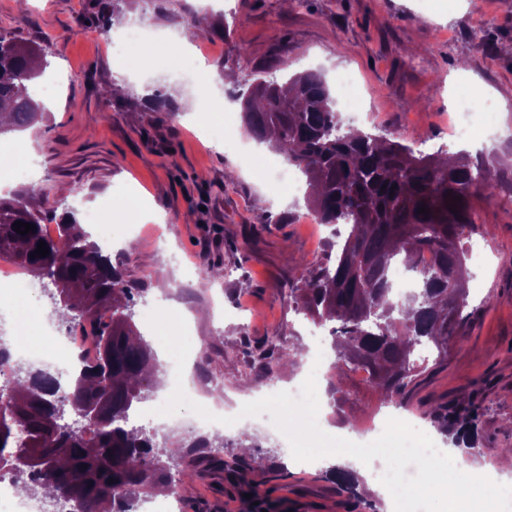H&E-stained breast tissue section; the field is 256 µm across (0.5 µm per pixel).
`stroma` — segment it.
<instances>
[{
	"mask_svg": "<svg viewBox=\"0 0 512 512\" xmlns=\"http://www.w3.org/2000/svg\"><path fill=\"white\" fill-rule=\"evenodd\" d=\"M99 0H0V29L49 47L47 75L62 76L42 120L23 131L0 135V146L27 143L36 156V177L11 174V193H25L38 211L62 214L75 208L79 219L103 205L119 210L99 225L101 241L115 226L139 228L135 246L113 251L129 283L138 285L134 321L153 350L162 344L148 317L151 305L194 314L188 331L193 362L185 369L201 406L223 402L235 416L268 376L271 390L284 391L312 364L293 360L259 363L256 346L331 351L332 323L307 335L291 290L301 261H321L332 224H311L305 194L276 188L258 178L245 151L218 148L224 129H240V108L224 115L209 111L212 93H225V76L242 85L255 69L296 74L322 69L332 97L338 79L355 80V111L341 110L344 124L433 153L470 150L469 140L451 136L465 78L482 97L496 99L492 126H504L484 150L494 156L501 187L476 204V226L464 241L468 253V303L462 311V340L450 343L440 364L429 366L407 392L402 407L384 401L355 373L342 374L344 400L333 403L329 381L317 388L325 399L329 427H356L394 409L419 423L437 447L448 438L435 421L434 406L470 409L479 416L480 456L475 470L489 467L512 480V0H233L235 16L201 7L198 0H121L111 31L98 19ZM147 17L151 28L180 36L187 21L205 22L202 45H214L206 64L210 83L171 78L156 58L149 83L130 80L139 53L117 59L105 49L113 32ZM492 52L478 50L479 41ZM247 47L244 56L233 53ZM134 187L151 208L176 219L175 233L158 239L157 225L142 222L138 208L121 195ZM223 270L203 281L207 268ZM218 453L227 464L242 443L262 459L248 467L254 504L250 512H350L335 484L322 477L324 465H293L275 479L271 465L283 463L284 447L265 430H225ZM242 495L217 474L187 483L174 499L175 512H241Z\"/></svg>",
	"mask_w": 512,
	"mask_h": 512,
	"instance_id": "35a3bbf8",
	"label": "stroma"
}]
</instances>
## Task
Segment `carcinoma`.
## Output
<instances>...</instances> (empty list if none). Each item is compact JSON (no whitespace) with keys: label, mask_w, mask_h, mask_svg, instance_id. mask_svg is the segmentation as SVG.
<instances>
[{"label":"carcinoma","mask_w":512,"mask_h":512,"mask_svg":"<svg viewBox=\"0 0 512 512\" xmlns=\"http://www.w3.org/2000/svg\"><path fill=\"white\" fill-rule=\"evenodd\" d=\"M45 57L43 47L0 30V134L43 117L35 88L48 65ZM230 96L241 102L244 132L305 175L307 202L320 223L348 228L336 255L316 265L301 263L296 311L316 323H337L338 373L365 369L371 387L389 400H403L425 370L412 360L415 350L432 345L442 357L448 342L461 338L468 277L463 240L474 228V199L500 186L493 160L481 153L424 154L343 125L325 78L315 70L285 79L260 70L246 91ZM452 203L459 213L447 208ZM423 206L430 209L426 215L418 213ZM44 220L18 195L0 199V257L38 279H51L54 310L63 312L69 327L89 329L98 352L64 387L50 369L11 359L0 337V364L10 369L0 386V455L12 453L22 434L35 460L5 476L47 503L68 504L69 512H133L167 480L171 455L153 435L129 426L157 372L153 351L133 320L135 289L121 265L89 241L72 212H64L54 238L43 234ZM16 221L35 230L20 235ZM41 240L49 254L30 258ZM425 252L432 262L422 267ZM400 264L418 282L402 300L393 290ZM67 409L79 426L64 425ZM434 416L451 442L473 455L476 416L465 427L443 405ZM209 466L250 492L241 473L225 470L224 459L213 457ZM325 476L349 501H360L363 480L356 471L333 465Z\"/></svg>","instance_id":"cac0c4a2"}]
</instances>
